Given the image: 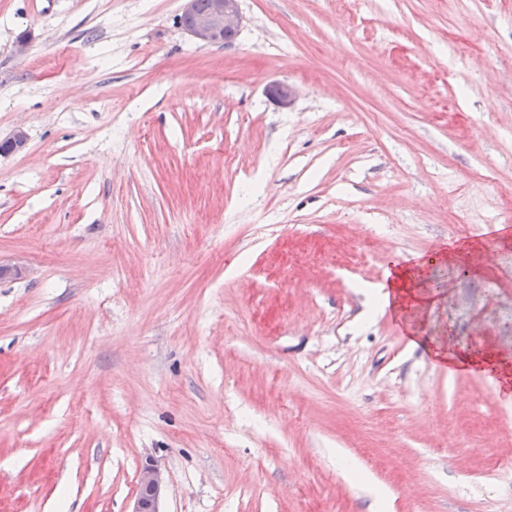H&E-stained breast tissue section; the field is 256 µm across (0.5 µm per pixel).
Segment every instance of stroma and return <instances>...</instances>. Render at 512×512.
<instances>
[{
	"label": "stroma",
	"mask_w": 512,
	"mask_h": 512,
	"mask_svg": "<svg viewBox=\"0 0 512 512\" xmlns=\"http://www.w3.org/2000/svg\"><path fill=\"white\" fill-rule=\"evenodd\" d=\"M239 5L0 0V512H512V0ZM181 26L192 38L211 45L225 43L228 33L236 34L242 23L239 0H181ZM198 1V4H197ZM211 3V5H210ZM207 10V11H200ZM425 267L426 261L415 259L394 271H387L385 282L376 288L373 295L376 305L388 307L392 302H398L406 306L418 301L419 294L415 288H419ZM442 355L441 359L444 361L445 357H450L454 364L457 366H464V367H471V369L479 370L483 373H491V372H498L499 369L507 368L508 366H504L502 363L495 360L494 356L490 353H484L483 355H473L471 353H447L443 355L442 353H439ZM164 489L160 471L152 465H144L138 476V492L131 512H161L159 503Z\"/></svg>",
	"instance_id": "stroma-1"
}]
</instances>
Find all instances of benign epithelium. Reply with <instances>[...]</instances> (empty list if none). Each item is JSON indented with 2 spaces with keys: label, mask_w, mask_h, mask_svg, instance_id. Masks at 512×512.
I'll return each instance as SVG.
<instances>
[{
  "label": "benign epithelium",
  "mask_w": 512,
  "mask_h": 512,
  "mask_svg": "<svg viewBox=\"0 0 512 512\" xmlns=\"http://www.w3.org/2000/svg\"><path fill=\"white\" fill-rule=\"evenodd\" d=\"M238 2L239 0H211L210 8L201 11L197 0H182L181 26L199 42L223 44L226 34H235L241 27L242 16ZM270 95L282 107L289 106L293 101V90L286 84L272 86ZM26 144V133L18 130L12 137L0 143V150L19 152ZM164 489L165 482L160 471L152 465L143 466L138 476V492L131 512H160L159 503Z\"/></svg>",
  "instance_id": "1"
}]
</instances>
